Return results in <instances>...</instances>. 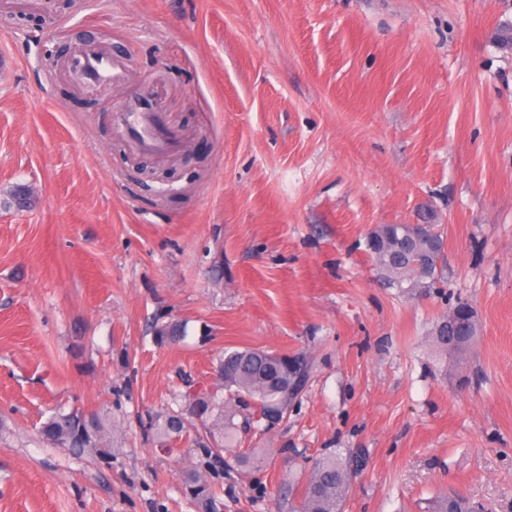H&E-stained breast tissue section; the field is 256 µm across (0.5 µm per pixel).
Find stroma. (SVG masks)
<instances>
[{
	"instance_id": "stroma-1",
	"label": "stroma",
	"mask_w": 512,
	"mask_h": 512,
	"mask_svg": "<svg viewBox=\"0 0 512 512\" xmlns=\"http://www.w3.org/2000/svg\"><path fill=\"white\" fill-rule=\"evenodd\" d=\"M505 21L512 0H0V512H195V466L221 512H289L332 451L357 462L343 512H512ZM92 41L124 82L51 66ZM145 89L180 135L163 161L119 132ZM384 224L439 225L437 288L383 285ZM460 300L478 341L444 371L429 333ZM170 319L185 339L157 344ZM241 347L308 355L287 418L220 467L156 446L148 414ZM59 405L111 413V467L39 442ZM475 501L456 492L435 496L428 504L427 512H474Z\"/></svg>"
}]
</instances>
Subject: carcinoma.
Listing matches in <instances>:
<instances>
[{
	"instance_id": "obj_1",
	"label": "carcinoma",
	"mask_w": 512,
	"mask_h": 512,
	"mask_svg": "<svg viewBox=\"0 0 512 512\" xmlns=\"http://www.w3.org/2000/svg\"><path fill=\"white\" fill-rule=\"evenodd\" d=\"M432 248L420 241L393 261L385 252H372L381 277L391 288L404 293L432 288L438 280L439 251L443 239L437 225H429ZM187 326L170 320L155 327L159 344H175L185 338ZM431 341L438 362H448V350L470 353L476 337L448 335V316H443L431 331ZM311 363L304 353L281 355L254 348L225 350L214 365L215 382L190 399L189 408H167L149 415L148 429L158 446L166 448L195 431L194 443L204 452L211 464L224 463V449L236 447L244 426L235 423V406L247 399L264 420L274 415L288 416L294 398L305 389ZM37 432L46 444L61 446L75 459L94 458L112 464L114 430L109 413L83 412L77 407H59L40 423ZM355 471L351 464L331 453L312 468L295 506L296 512H342ZM185 495L197 512H219V503L210 484L201 473L194 471L183 476ZM475 502L456 493L435 496L427 512H473Z\"/></svg>"
}]
</instances>
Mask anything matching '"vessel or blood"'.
I'll return each instance as SVG.
<instances>
[{"instance_id": "vessel-or-blood-1", "label": "vessel or blood", "mask_w": 512, "mask_h": 512, "mask_svg": "<svg viewBox=\"0 0 512 512\" xmlns=\"http://www.w3.org/2000/svg\"><path fill=\"white\" fill-rule=\"evenodd\" d=\"M89 86L118 83L125 78L124 65L112 56L87 50L73 59ZM161 108L154 98L141 92L132 93L120 114L119 125L129 148L136 152L166 153L175 149L179 138L175 130L160 120Z\"/></svg>"}]
</instances>
